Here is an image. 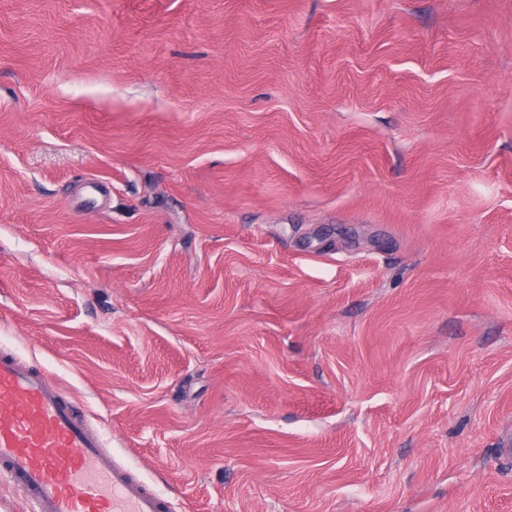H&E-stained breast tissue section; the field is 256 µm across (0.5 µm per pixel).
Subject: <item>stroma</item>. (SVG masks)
<instances>
[{
    "label": "stroma",
    "mask_w": 512,
    "mask_h": 512,
    "mask_svg": "<svg viewBox=\"0 0 512 512\" xmlns=\"http://www.w3.org/2000/svg\"><path fill=\"white\" fill-rule=\"evenodd\" d=\"M170 512H512V0H0V349Z\"/></svg>",
    "instance_id": "35a3bbf8"
}]
</instances>
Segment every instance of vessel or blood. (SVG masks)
Wrapping results in <instances>:
<instances>
[{
    "label": "vessel or blood",
    "mask_w": 512,
    "mask_h": 512,
    "mask_svg": "<svg viewBox=\"0 0 512 512\" xmlns=\"http://www.w3.org/2000/svg\"><path fill=\"white\" fill-rule=\"evenodd\" d=\"M0 478L32 512H165L167 503L118 464L68 394L0 350Z\"/></svg>",
    "instance_id": "1"
}]
</instances>
